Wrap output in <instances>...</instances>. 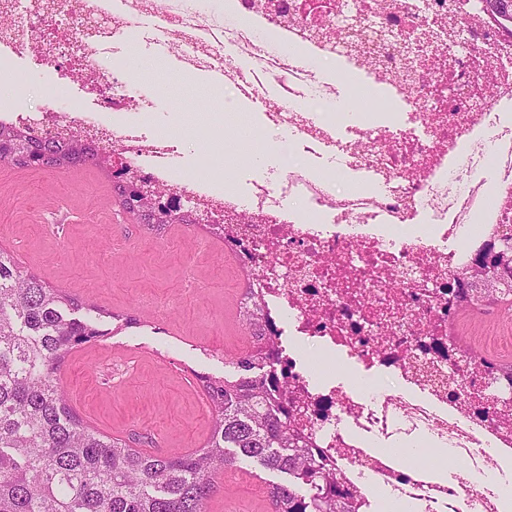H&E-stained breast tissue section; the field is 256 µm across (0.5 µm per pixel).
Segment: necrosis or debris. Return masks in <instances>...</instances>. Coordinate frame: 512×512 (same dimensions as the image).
<instances>
[{"mask_svg":"<svg viewBox=\"0 0 512 512\" xmlns=\"http://www.w3.org/2000/svg\"><path fill=\"white\" fill-rule=\"evenodd\" d=\"M385 31L348 39L302 0H0V70L24 81L51 68L83 99L112 91L111 114L60 112L0 100V124L32 138L59 132L98 141L132 178L191 198L224 227L235 270L252 274L279 387L316 455L355 512L390 492L416 512H500L512 476V377L488 371L451 329L466 274L512 233V31L484 0H336ZM151 26L179 68L264 103L249 157L270 134L297 143L296 165L247 170L228 186L212 159L186 161L183 141L152 130L156 102L128 83L111 39ZM392 119L347 123L321 111L337 87ZM418 232L401 234L405 225ZM328 363L354 362L397 384L366 394L315 375L303 345ZM417 435L448 448L464 473L403 463L386 447Z\"/></svg>","mask_w":512,"mask_h":512,"instance_id":"1","label":"necrosis or debris"}]
</instances>
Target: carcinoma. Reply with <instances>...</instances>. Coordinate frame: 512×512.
<instances>
[{"label": "carcinoma", "mask_w": 512, "mask_h": 512, "mask_svg": "<svg viewBox=\"0 0 512 512\" xmlns=\"http://www.w3.org/2000/svg\"><path fill=\"white\" fill-rule=\"evenodd\" d=\"M491 13L512 26V0H486ZM26 168L91 161L111 162L78 138L33 141L0 125V153ZM122 207L144 202L146 224H194L185 210L173 217L157 210L130 186L114 185ZM512 240L492 265L482 264L485 283L460 305L458 315L495 299L512 280ZM82 304L50 288L34 272L0 252V512H204L216 469L247 460L284 476L269 486L274 512H353L337 497L333 477L308 448L296 420L282 404L274 343L262 332L263 309L247 284L240 316L251 350L233 358L235 379L201 376L214 411L204 447L185 455L145 453L126 439L106 438L83 426L59 385L58 374L78 345L109 335Z\"/></svg>", "instance_id": "obj_1"}]
</instances>
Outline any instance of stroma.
<instances>
[{
	"label": "stroma",
	"mask_w": 512,
	"mask_h": 512,
	"mask_svg": "<svg viewBox=\"0 0 512 512\" xmlns=\"http://www.w3.org/2000/svg\"><path fill=\"white\" fill-rule=\"evenodd\" d=\"M127 74L161 102L172 121L197 123L210 99L191 74L168 79V55L140 39L118 46ZM9 100L31 107L60 95L50 70L14 83ZM203 228L155 230L125 212L112 179L92 164L54 169L0 165V250L45 283L110 311L104 340L78 345L59 383L84 426L108 438L140 439V451L182 455L204 446L212 414L200 375L229 373V353L246 348L238 306L245 281L220 247H201ZM137 318L125 327L122 315ZM479 353L512 361V316L493 303L462 317ZM274 476L247 461L220 468L207 512H273Z\"/></svg>",
	"instance_id": "35a3bbf8"
}]
</instances>
